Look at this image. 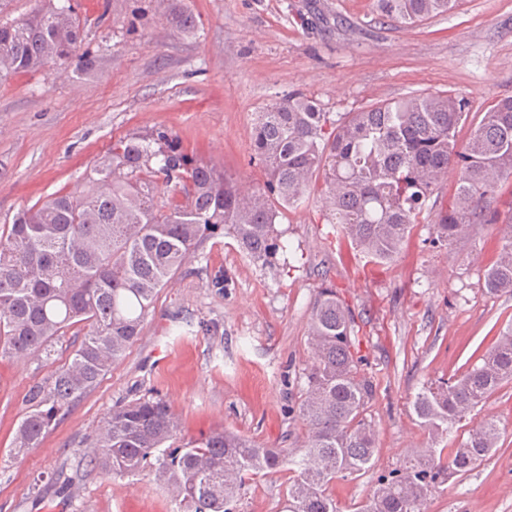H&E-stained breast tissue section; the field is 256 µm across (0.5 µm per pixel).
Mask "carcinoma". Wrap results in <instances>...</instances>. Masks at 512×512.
Segmentation results:
<instances>
[{
  "label": "carcinoma",
  "instance_id": "cac0c4a2",
  "mask_svg": "<svg viewBox=\"0 0 512 512\" xmlns=\"http://www.w3.org/2000/svg\"><path fill=\"white\" fill-rule=\"evenodd\" d=\"M460 2L379 0L382 15L401 24L448 13ZM82 41L71 0H48L0 23V76L63 65ZM468 118L467 101L454 91L377 101L337 121L303 94L290 93L254 122L253 151L266 173L261 187L242 188L160 127L119 138L83 189L18 211L0 226V359L48 357L55 337L77 325L85 332L50 385L29 393L13 450L39 447L57 418L124 358L160 288L202 241L222 230L251 258L269 260L280 248L278 218L304 203L318 179L327 223L384 264L453 168L456 189L436 213L430 244L447 245L472 225L497 224L506 214L484 290L512 296V199L502 202L499 195L512 180V98L481 113L461 146L457 128ZM353 323L336 291L321 289L308 325L311 359L297 407L306 430L301 447L268 448L224 429L179 444L176 413L152 396L112 410L89 464L115 476L149 471L181 512H236L249 480L286 467L284 512H339L330 483L365 474L376 450L366 419L375 384L361 369ZM505 381H512V323L480 362L415 395L411 407L431 443L381 477L355 512H425L433 489L479 466L498 447L494 416L456 448L440 442L449 425Z\"/></svg>",
  "mask_w": 512,
  "mask_h": 512
}]
</instances>
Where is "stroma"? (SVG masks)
I'll list each match as a JSON object with an SVG mask.
<instances>
[{
    "instance_id": "stroma-1",
    "label": "stroma",
    "mask_w": 512,
    "mask_h": 512,
    "mask_svg": "<svg viewBox=\"0 0 512 512\" xmlns=\"http://www.w3.org/2000/svg\"><path fill=\"white\" fill-rule=\"evenodd\" d=\"M72 3L93 68L75 57L61 69L0 77V225L50 194L83 189L114 140L157 127L238 181L261 186L253 123L291 92L338 117L380 100L458 91L471 116L458 128L462 142L473 119L512 97V0H463L454 12L408 26L382 17L378 0ZM175 11L195 18V33L172 24ZM435 219V210L424 212L398 255L379 267L338 236L313 198L280 218L281 248L270 262L216 234L160 290L125 357L39 447L19 455L12 441L30 389L50 384L82 333L70 328L48 359L0 360V512H176L149 473L114 478L87 464L112 409L144 396L171 405L183 443L223 428L300 447L305 428L294 409L309 361L308 323L318 288L328 285L354 311L363 368L377 381L366 411L378 438L375 466L331 485L339 512H352L381 474L428 446L413 396L465 371L512 320V297L483 289L499 225H473L432 248ZM488 414L502 429L497 450L437 488L426 512H512V383L453 424L448 445ZM287 478L278 471L250 481L237 512H282Z\"/></svg>"
}]
</instances>
